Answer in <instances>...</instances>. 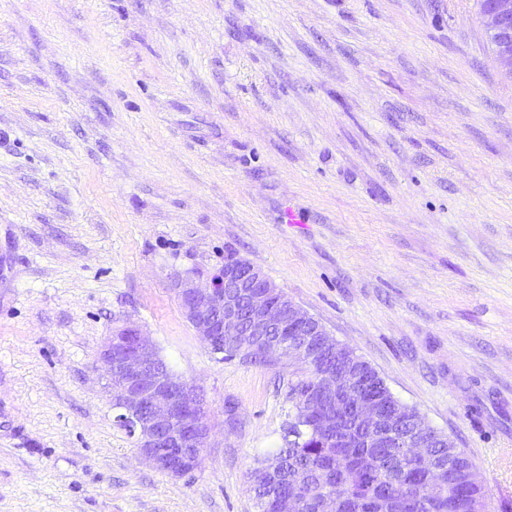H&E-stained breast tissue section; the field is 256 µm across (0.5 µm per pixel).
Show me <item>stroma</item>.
Returning <instances> with one entry per match:
<instances>
[{
  "label": "stroma",
  "instance_id": "stroma-1",
  "mask_svg": "<svg viewBox=\"0 0 512 512\" xmlns=\"http://www.w3.org/2000/svg\"><path fill=\"white\" fill-rule=\"evenodd\" d=\"M228 254L512 512V77L477 0H0V512H258L302 370L184 318ZM126 320L206 399L191 475L115 421Z\"/></svg>",
  "mask_w": 512,
  "mask_h": 512
}]
</instances>
